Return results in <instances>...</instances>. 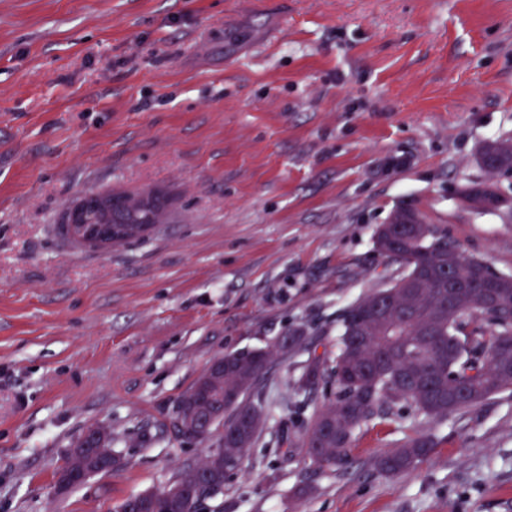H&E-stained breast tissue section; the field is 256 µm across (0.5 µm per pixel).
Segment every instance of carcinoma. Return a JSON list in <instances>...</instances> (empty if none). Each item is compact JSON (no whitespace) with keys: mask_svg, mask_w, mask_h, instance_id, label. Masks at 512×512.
Segmentation results:
<instances>
[{"mask_svg":"<svg viewBox=\"0 0 512 512\" xmlns=\"http://www.w3.org/2000/svg\"><path fill=\"white\" fill-rule=\"evenodd\" d=\"M498 154L478 149V160L490 179L467 183L456 192L458 204L477 214L508 212L499 206L497 187L491 181L501 166L512 164V139L496 141ZM157 207H142L117 214L124 221L112 245L139 239L155 226ZM374 246L399 265L389 282L350 304L340 318L336 350L313 355L294 382V392L310 393L323 388L324 401L306 421L301 447L320 468L340 470L350 465L349 445L354 432L375 418L399 416L397 407L412 408L411 425L426 419H446L496 396L512 394V297L489 307L483 292L508 274L492 273L480 258L466 255L448 240L441 224H426L420 232L404 233L396 224L377 227ZM455 270L460 288L457 304L448 310V280L427 278L421 288L408 289L428 269ZM391 300L393 312L359 347V332L371 314L373 303ZM272 351L256 349L224 355V457L233 465L222 467L210 482L222 486L236 471L249 449L235 445L233 436L247 430L255 445L265 423L281 410L275 399H250L267 372ZM57 472V489L69 490L87 479L109 474L120 466L111 446L91 442L72 445ZM434 448L428 435L419 434L380 457L376 466L386 475L398 476L425 459ZM82 467L74 469V457ZM113 512H197V502L187 499L176 507L160 497L131 495Z\"/></svg>","mask_w":512,"mask_h":512,"instance_id":"1","label":"carcinoma"}]
</instances>
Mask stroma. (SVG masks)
<instances>
[{"label": "stroma", "instance_id": "1", "mask_svg": "<svg viewBox=\"0 0 512 512\" xmlns=\"http://www.w3.org/2000/svg\"><path fill=\"white\" fill-rule=\"evenodd\" d=\"M501 138L512 0H0V512H112L176 479L205 454L172 425L182 395L291 329L303 349L259 385L282 410L200 512H512V398L416 430L374 419L332 471L298 445L323 395L292 390L395 276L374 248L394 209L512 274V222L454 197ZM153 189L171 206L136 241L59 231L86 195ZM93 423L120 468L56 494ZM418 431L430 455L380 473Z\"/></svg>", "mask_w": 512, "mask_h": 512}]
</instances>
